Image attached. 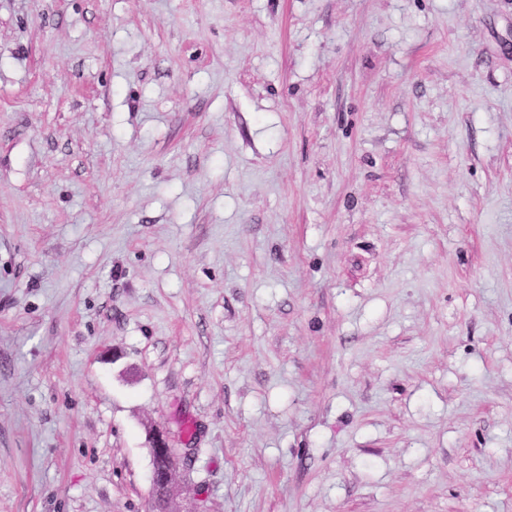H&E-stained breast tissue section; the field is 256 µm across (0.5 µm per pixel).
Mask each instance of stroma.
<instances>
[{
  "label": "stroma",
  "instance_id": "1",
  "mask_svg": "<svg viewBox=\"0 0 512 512\" xmlns=\"http://www.w3.org/2000/svg\"><path fill=\"white\" fill-rule=\"evenodd\" d=\"M512 512V0H0V512ZM171 463V465H170ZM170 465L168 473L163 477L166 470ZM155 473L158 479L162 480L157 483L156 477L151 471L150 486H151V512H196V511H183L175 507L173 500V481L177 468L175 458L170 461L168 455H156L154 460Z\"/></svg>",
  "mask_w": 512,
  "mask_h": 512
}]
</instances>
